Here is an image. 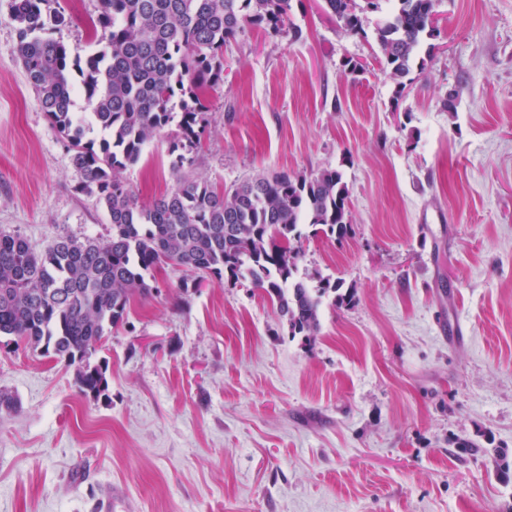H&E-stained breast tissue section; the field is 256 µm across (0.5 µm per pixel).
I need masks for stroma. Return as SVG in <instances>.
Wrapping results in <instances>:
<instances>
[{"mask_svg":"<svg viewBox=\"0 0 512 512\" xmlns=\"http://www.w3.org/2000/svg\"><path fill=\"white\" fill-rule=\"evenodd\" d=\"M58 3L68 23L47 38L98 51V0ZM389 9L357 35L321 0H292L290 34L245 26L194 166L227 189L341 171L351 232L303 238L298 267L349 302L325 295L308 342L248 280L186 290L159 269L95 355L102 401L76 366L0 336L19 402L0 420V512H98L106 494L114 512H512V0H437L433 58L399 99L375 38ZM16 41L0 0V231L108 239ZM169 161L153 140L127 169L140 201L171 190ZM456 320L460 342L440 330Z\"/></svg>","mask_w":512,"mask_h":512,"instance_id":"1","label":"stroma"}]
</instances>
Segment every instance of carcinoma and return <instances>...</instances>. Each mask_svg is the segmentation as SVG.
I'll list each match as a JSON object with an SVG mask.
<instances>
[{"mask_svg": "<svg viewBox=\"0 0 512 512\" xmlns=\"http://www.w3.org/2000/svg\"><path fill=\"white\" fill-rule=\"evenodd\" d=\"M57 0H11L21 61L42 111L64 139L77 189L107 210L104 241L57 236L42 249L0 231V336L79 365L81 394L108 397L105 367L90 362L96 345L122 323L131 301L151 295L148 282L163 265L184 273V287L207 276L239 279L277 302L289 333L311 339L321 298L343 302L342 283L312 291L298 277L299 226L328 237L348 235L349 190L340 171L310 176L285 172L247 179L219 192L192 172L206 132L207 90L224 82V44L247 23L275 35L286 31L291 0H100L94 36L105 51L73 58L65 44L41 36L67 24ZM348 34L363 31L354 0H322ZM375 35L401 97L410 75L432 59L438 26L435 0H392ZM78 73L90 124L72 112ZM176 129H171V126ZM99 139L86 138L90 127ZM169 139L174 188L144 203L124 176L145 144Z\"/></svg>", "mask_w": 512, "mask_h": 512, "instance_id": "obj_1", "label": "carcinoma"}]
</instances>
